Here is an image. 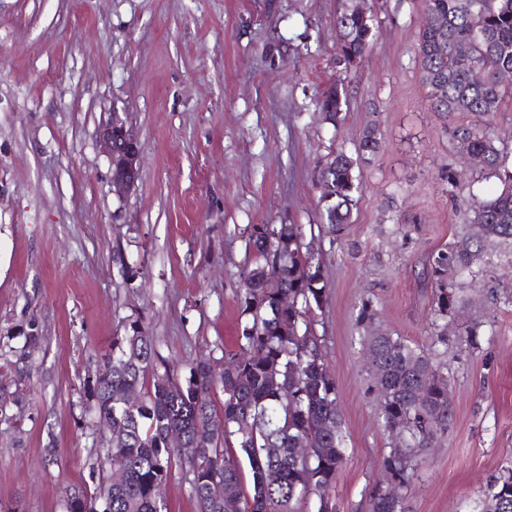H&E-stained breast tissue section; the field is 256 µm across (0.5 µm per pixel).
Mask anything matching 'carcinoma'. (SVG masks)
<instances>
[{"label":"carcinoma","instance_id":"cac0c4a2","mask_svg":"<svg viewBox=\"0 0 512 512\" xmlns=\"http://www.w3.org/2000/svg\"><path fill=\"white\" fill-rule=\"evenodd\" d=\"M424 11L417 51L429 106L448 119L460 112L473 117L448 124V134L501 183L491 198L469 196L463 233L432 254L435 314L446 319L461 302L459 279L488 273L475 268L486 248H512V143L491 129L504 96L512 94L501 80L512 72V0H424ZM336 25L337 59L354 66L371 47L373 16L354 6ZM343 100L340 88L329 89L319 101L325 121H341ZM376 144L370 128L355 153L341 148L319 168L323 218L334 235L351 223L354 193L362 186L357 170ZM248 246L255 261L240 292L238 352L222 354V364L201 360L181 381L175 370L158 368L154 337L142 322L114 338L93 383V411L112 428L105 459L125 477L118 484L105 479L91 494L69 490L65 512H96L98 501L102 512H169L164 489L175 465L196 512H302L305 505L332 512L330 491L348 448L323 338L309 320L326 299L323 264L296 224H254ZM367 348L374 353L367 364L372 386L382 389L379 416L395 438L382 463L394 487L375 492L371 512H400V490L417 466V451L448 428V377L402 336L379 330L367 337ZM217 389L224 395L218 405ZM129 390L138 392L137 403L125 402ZM212 425L223 426L224 435L214 438ZM172 429L199 455L168 446ZM300 441L313 448L305 459L294 453ZM480 512H512V468L486 487Z\"/></svg>","mask_w":512,"mask_h":512}]
</instances>
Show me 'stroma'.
<instances>
[{
    "label": "stroma",
    "mask_w": 512,
    "mask_h": 512,
    "mask_svg": "<svg viewBox=\"0 0 512 512\" xmlns=\"http://www.w3.org/2000/svg\"><path fill=\"white\" fill-rule=\"evenodd\" d=\"M350 0H0V512H64L67 490L109 475L90 387L132 321L187 375L237 347L254 224H297L325 265L313 328L336 380L349 457L334 512H370L392 438L378 416L365 338L382 329L448 366L452 417L422 451L402 512H473L512 467V250L465 280L448 333L429 334L433 252L468 216L448 172L490 195L428 106L422 0H367L371 51L336 61ZM346 89L338 125L318 107ZM120 114L141 175L119 196L99 130ZM378 148L341 237L321 231L317 170ZM377 320L359 318L363 304ZM477 326L476 341L465 330Z\"/></svg>",
    "instance_id": "stroma-1"
}]
</instances>
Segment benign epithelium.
I'll list each match as a JSON object with an SVG mask.
<instances>
[{
  "label": "benign epithelium",
  "instance_id": "7a95c632",
  "mask_svg": "<svg viewBox=\"0 0 512 512\" xmlns=\"http://www.w3.org/2000/svg\"><path fill=\"white\" fill-rule=\"evenodd\" d=\"M99 139L110 157L115 192L122 194L131 190L140 176V145L137 138L114 112L112 121L100 129Z\"/></svg>",
  "mask_w": 512,
  "mask_h": 512
}]
</instances>
